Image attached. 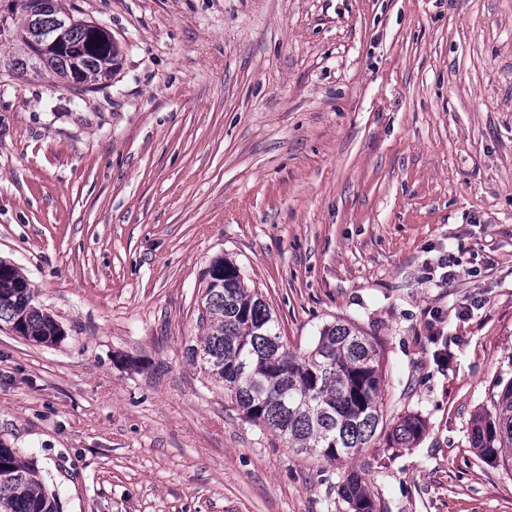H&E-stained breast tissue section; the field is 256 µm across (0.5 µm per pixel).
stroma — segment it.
I'll list each match as a JSON object with an SVG mask.
<instances>
[{
  "instance_id": "obj_1",
  "label": "stroma",
  "mask_w": 512,
  "mask_h": 512,
  "mask_svg": "<svg viewBox=\"0 0 512 512\" xmlns=\"http://www.w3.org/2000/svg\"><path fill=\"white\" fill-rule=\"evenodd\" d=\"M124 46L104 87L0 72V260L64 338L0 323V441L62 512H347L187 357L233 261L291 349L380 342L410 448L383 512H512L469 443L512 377V0H68ZM452 277H444V265Z\"/></svg>"
}]
</instances>
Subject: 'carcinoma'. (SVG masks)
Wrapping results in <instances>:
<instances>
[{"instance_id":"cac0c4a2","label":"carcinoma","mask_w":512,"mask_h":512,"mask_svg":"<svg viewBox=\"0 0 512 512\" xmlns=\"http://www.w3.org/2000/svg\"><path fill=\"white\" fill-rule=\"evenodd\" d=\"M69 14L62 0H54L47 14L19 12L9 21L4 38L18 46L9 52L4 69L28 71L27 47L54 19ZM119 52L106 49L86 55L84 71L94 87L108 84L120 67ZM55 75L64 87L77 92L90 88L72 84L63 58L51 57L39 73ZM224 266L223 284L205 275L199 323L203 335L187 349L188 359L210 380L221 384L224 397L245 414L288 442V447L319 460H354L380 442L390 448H408L423 435L425 421L408 414L393 426L384 423L382 347L356 325L336 322L322 328L306 352L290 349L269 304L244 285L236 264ZM0 322L18 324L22 337L53 344L64 332L34 304V291L14 266L0 267ZM471 447L482 459L512 468V378L493 394L491 407L477 412L471 422ZM349 512H380V505L361 471H346L337 487ZM0 512H59L57 494L48 489L34 459L0 442Z\"/></svg>"}]
</instances>
